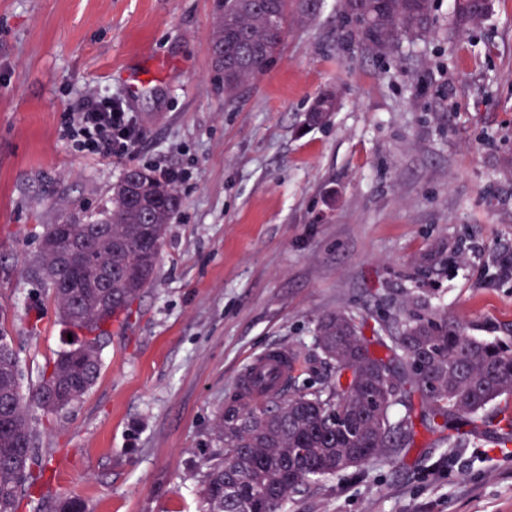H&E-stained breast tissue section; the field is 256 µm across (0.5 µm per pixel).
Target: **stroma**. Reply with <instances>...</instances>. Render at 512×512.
I'll return each instance as SVG.
<instances>
[{"label": "stroma", "mask_w": 512, "mask_h": 512, "mask_svg": "<svg viewBox=\"0 0 512 512\" xmlns=\"http://www.w3.org/2000/svg\"><path fill=\"white\" fill-rule=\"evenodd\" d=\"M433 0L427 32L371 53L338 0L288 16L267 72L224 93L215 0H0V329L24 388L70 332L30 272L43 225L83 219L124 170L182 173L155 284L113 324L96 384L32 423L54 496L88 512H197L205 457L249 362L314 357L318 318H375L420 296L481 339L512 328V0L472 29ZM336 109L308 126L315 100ZM103 94L143 136L74 150L69 118ZM42 303L32 322L28 306ZM485 426L466 448H413L322 481L284 512H512V453Z\"/></svg>", "instance_id": "stroma-1"}]
</instances>
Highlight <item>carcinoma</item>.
<instances>
[{"label":"carcinoma","mask_w":512,"mask_h":512,"mask_svg":"<svg viewBox=\"0 0 512 512\" xmlns=\"http://www.w3.org/2000/svg\"><path fill=\"white\" fill-rule=\"evenodd\" d=\"M432 0H342L345 17L370 18L362 38L383 52L399 39L425 31ZM460 25L481 21V0H454ZM288 0H217L210 53L224 93L263 74L285 38ZM335 97L321 96L307 114L328 121ZM181 205L174 185L140 167L125 171L95 214L66 224H46L31 270L48 286L59 319L81 333L74 347L40 374L25 401L17 356L0 330V512H17L20 500L42 480L46 462L30 407L59 413L79 402L97 382L101 348L112 319L157 277L172 215ZM85 249L81 269L63 258L72 245ZM336 311L318 320L312 346L336 363V376L281 397L245 402L228 396L216 424L223 449L206 464L199 489L201 512H280L317 481L352 466L410 448L418 428L451 448H464L463 426L487 423L485 408L512 395V334L494 340L469 335L464 325L428 314L420 298L376 319ZM497 446L512 445V410L493 419ZM53 512H87L75 496L56 498Z\"/></svg>","instance_id":"carcinoma-1"}]
</instances>
